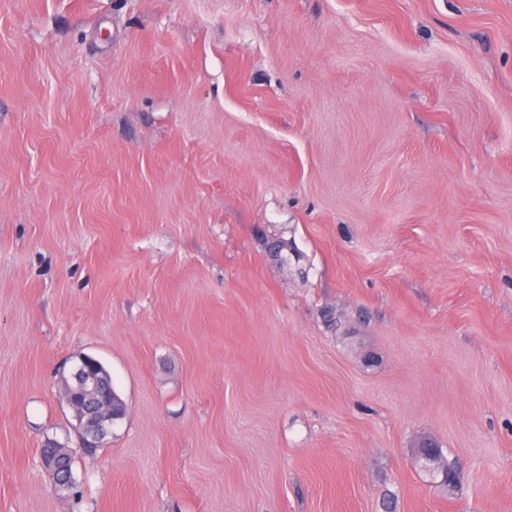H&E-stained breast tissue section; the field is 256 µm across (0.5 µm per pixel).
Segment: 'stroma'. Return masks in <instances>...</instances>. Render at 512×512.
I'll list each match as a JSON object with an SVG mask.
<instances>
[{
    "instance_id": "stroma-1",
    "label": "stroma",
    "mask_w": 512,
    "mask_h": 512,
    "mask_svg": "<svg viewBox=\"0 0 512 512\" xmlns=\"http://www.w3.org/2000/svg\"><path fill=\"white\" fill-rule=\"evenodd\" d=\"M0 512H512V0H0ZM112 392H109L108 396L101 395V388L97 390V394L94 396H86L82 392H74L69 397L70 406L75 412L86 419L87 422L96 425V432L99 437L107 435L109 433L110 423L107 426L103 425V422L108 421L105 413V408L108 403L112 400Z\"/></svg>"
}]
</instances>
